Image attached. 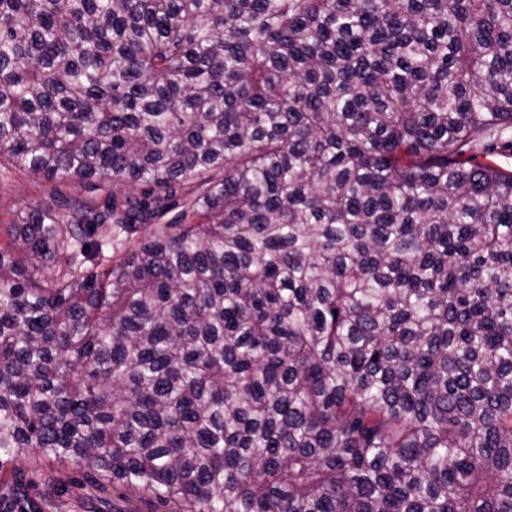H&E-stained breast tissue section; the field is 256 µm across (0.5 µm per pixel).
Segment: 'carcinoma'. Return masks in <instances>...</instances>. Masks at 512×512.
<instances>
[{
    "instance_id": "carcinoma-1",
    "label": "carcinoma",
    "mask_w": 512,
    "mask_h": 512,
    "mask_svg": "<svg viewBox=\"0 0 512 512\" xmlns=\"http://www.w3.org/2000/svg\"><path fill=\"white\" fill-rule=\"evenodd\" d=\"M509 126L512 0H0V173L105 193L8 222L0 472L512 512Z\"/></svg>"
}]
</instances>
